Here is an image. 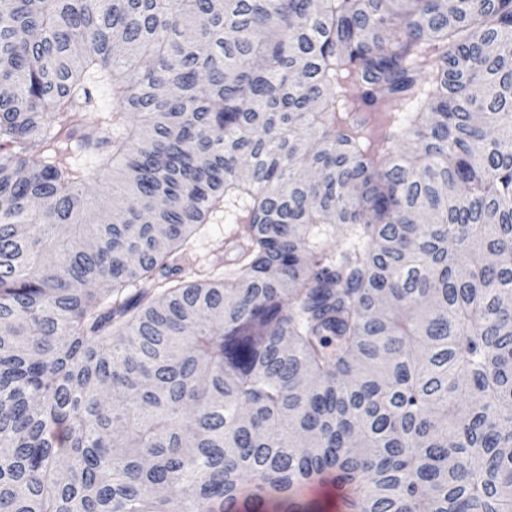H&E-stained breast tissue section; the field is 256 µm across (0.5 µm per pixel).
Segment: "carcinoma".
<instances>
[{
  "instance_id": "cac0c4a2",
  "label": "carcinoma",
  "mask_w": 512,
  "mask_h": 512,
  "mask_svg": "<svg viewBox=\"0 0 512 512\" xmlns=\"http://www.w3.org/2000/svg\"><path fill=\"white\" fill-rule=\"evenodd\" d=\"M342 74L370 112L430 78L405 150L336 118ZM0 86V512H306L325 479L512 512V0H0ZM231 199L238 272L158 283ZM88 87L91 94L89 100L81 99L79 101L80 112H87L104 128H109L112 132V89L106 81L92 79ZM78 139L77 134L76 138L71 143L69 161L75 170L88 176L84 186L85 191L88 194H96L101 190V186H99L98 180L94 175L98 168L99 158L94 151L78 144ZM364 243L356 240L351 236H343L341 234H334L331 230L326 231L320 239V247L327 252L338 254L346 250H352L353 248H362Z\"/></svg>"
}]
</instances>
